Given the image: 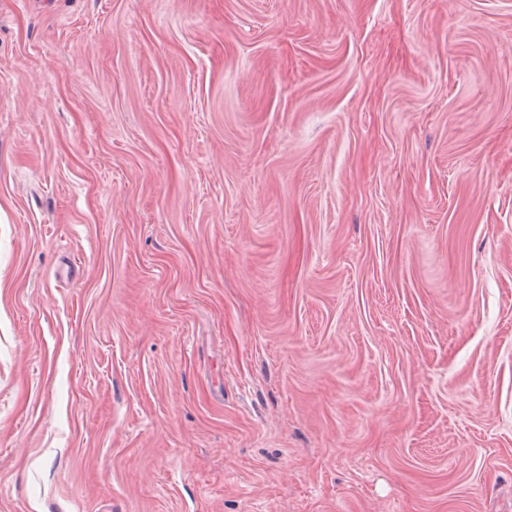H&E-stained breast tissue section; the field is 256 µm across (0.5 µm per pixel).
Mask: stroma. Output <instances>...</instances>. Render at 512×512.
Instances as JSON below:
<instances>
[{"mask_svg":"<svg viewBox=\"0 0 512 512\" xmlns=\"http://www.w3.org/2000/svg\"><path fill=\"white\" fill-rule=\"evenodd\" d=\"M0 512H512V0H0Z\"/></svg>","mask_w":512,"mask_h":512,"instance_id":"1","label":"stroma"}]
</instances>
